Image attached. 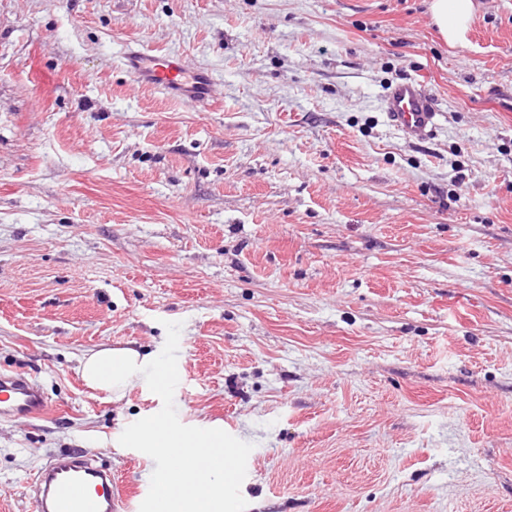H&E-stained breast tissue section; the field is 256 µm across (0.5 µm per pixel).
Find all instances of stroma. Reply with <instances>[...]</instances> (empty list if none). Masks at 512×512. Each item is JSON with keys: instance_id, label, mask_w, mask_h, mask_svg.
Listing matches in <instances>:
<instances>
[{"instance_id": "35a3bbf8", "label": "stroma", "mask_w": 512, "mask_h": 512, "mask_svg": "<svg viewBox=\"0 0 512 512\" xmlns=\"http://www.w3.org/2000/svg\"><path fill=\"white\" fill-rule=\"evenodd\" d=\"M474 2L451 45L428 0H0V368L54 405L0 421V512L73 449L148 489L112 439L160 397L78 371L130 342L252 443L247 512H512V0ZM412 79L424 141L382 109ZM122 62L137 82L159 90L180 104L195 106L212 99L214 79L211 73L189 70L179 55L153 53L142 47L124 52Z\"/></svg>"}]
</instances>
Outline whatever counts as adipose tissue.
Wrapping results in <instances>:
<instances>
[{"instance_id": "obj_1", "label": "adipose tissue", "mask_w": 512, "mask_h": 512, "mask_svg": "<svg viewBox=\"0 0 512 512\" xmlns=\"http://www.w3.org/2000/svg\"><path fill=\"white\" fill-rule=\"evenodd\" d=\"M431 11L443 38L456 43L468 30L474 4L473 0H432ZM163 369V364L133 346L99 349L85 356L79 366L89 388L107 392L116 401L137 383H155Z\"/></svg>"}]
</instances>
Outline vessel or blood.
<instances>
[{"label": "vessel or blood", "mask_w": 512, "mask_h": 512, "mask_svg": "<svg viewBox=\"0 0 512 512\" xmlns=\"http://www.w3.org/2000/svg\"><path fill=\"white\" fill-rule=\"evenodd\" d=\"M122 62L137 82L180 104L194 106L212 98L211 73L189 70L181 56L143 47L124 52ZM384 107L393 125L413 140H424L435 126L436 111L420 81L392 86ZM50 408L30 374L0 371V420L41 419ZM28 492L33 512H127L130 501L129 493L113 481L111 469L77 450L49 459L31 479Z\"/></svg>", "instance_id": "1"}]
</instances>
